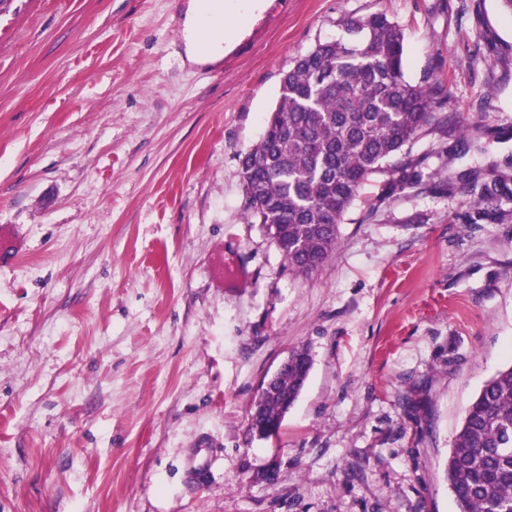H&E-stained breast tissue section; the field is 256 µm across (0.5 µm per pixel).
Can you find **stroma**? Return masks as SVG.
Instances as JSON below:
<instances>
[{"mask_svg":"<svg viewBox=\"0 0 512 512\" xmlns=\"http://www.w3.org/2000/svg\"><path fill=\"white\" fill-rule=\"evenodd\" d=\"M224 0L187 62L189 0H0V512H458L444 462L512 364V217L446 182L512 161L499 0ZM402 29L447 133L422 178L370 176L308 276L247 223L241 160L283 75L347 16ZM276 437L248 430L296 348ZM291 362L288 358L281 363L274 376L263 383V388H269L276 377L271 389L263 390L252 402L248 422L249 429L256 433H265L267 429H279L281 423L302 392L309 377L312 361L306 349L291 351Z\"/></svg>","mask_w":512,"mask_h":512,"instance_id":"stroma-1","label":"stroma"}]
</instances>
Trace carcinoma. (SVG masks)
I'll use <instances>...</instances> for the list:
<instances>
[{"label": "carcinoma", "mask_w": 512, "mask_h": 512, "mask_svg": "<svg viewBox=\"0 0 512 512\" xmlns=\"http://www.w3.org/2000/svg\"><path fill=\"white\" fill-rule=\"evenodd\" d=\"M342 33L318 41L283 76L278 103L258 145L241 160L245 217L262 225L288 269L316 271L335 251L339 224L383 163L392 191L421 178L404 148L433 125L443 89L404 75V36L381 13L347 17ZM476 217L503 221L494 206L512 173L495 167L465 174ZM312 361L305 349L252 402V433L278 429L302 392ZM459 512H512V365L496 372L465 411L444 463Z\"/></svg>", "instance_id": "1"}]
</instances>
